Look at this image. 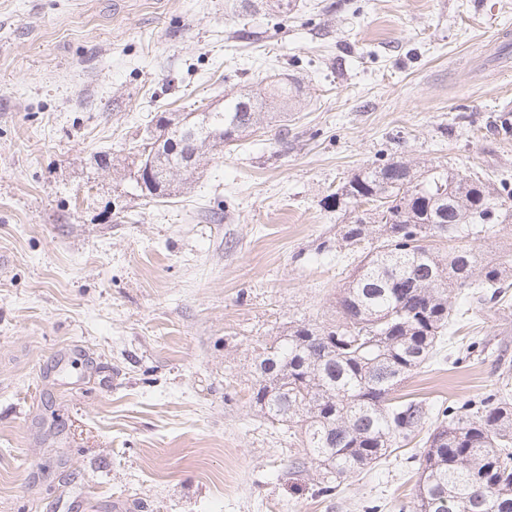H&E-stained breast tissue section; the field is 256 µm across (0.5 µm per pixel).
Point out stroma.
<instances>
[{"instance_id": "stroma-1", "label": "stroma", "mask_w": 512, "mask_h": 512, "mask_svg": "<svg viewBox=\"0 0 512 512\" xmlns=\"http://www.w3.org/2000/svg\"><path fill=\"white\" fill-rule=\"evenodd\" d=\"M0 0V512H399L424 439L319 494L249 402L252 349L332 318L366 165L512 174V0ZM286 121L203 157L187 192L127 168L151 116L275 75ZM111 168L97 165L101 152ZM405 380L442 409L512 379V291Z\"/></svg>"}]
</instances>
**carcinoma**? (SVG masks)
Here are the masks:
<instances>
[{"label":"carcinoma","instance_id":"carcinoma-1","mask_svg":"<svg viewBox=\"0 0 512 512\" xmlns=\"http://www.w3.org/2000/svg\"><path fill=\"white\" fill-rule=\"evenodd\" d=\"M301 87L280 80L261 96H224L221 111L160 116L180 132L168 153L147 142L129 149L136 168L151 163L155 183L144 196L180 192L205 152L238 142L288 111ZM329 208L355 213L341 248L357 256L336 301V319L295 320L287 333L254 347L249 401L272 424L298 437V465L322 472L319 493L387 457L397 439L422 431L420 403L397 401L399 385L438 353L448 333L454 290H476L477 303L500 301L512 286V250L488 261L469 242L512 217V189L444 164L417 170L402 160L368 165L336 193ZM453 242L446 251L434 239ZM416 512H512V384L503 381L480 410L442 420L419 459Z\"/></svg>","mask_w":512,"mask_h":512}]
</instances>
